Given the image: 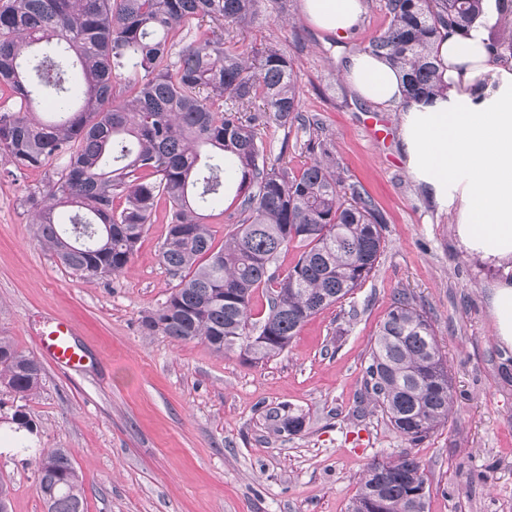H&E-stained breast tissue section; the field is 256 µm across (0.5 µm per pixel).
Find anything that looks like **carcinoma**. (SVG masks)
Instances as JSON below:
<instances>
[{
    "label": "carcinoma",
    "instance_id": "carcinoma-1",
    "mask_svg": "<svg viewBox=\"0 0 512 512\" xmlns=\"http://www.w3.org/2000/svg\"><path fill=\"white\" fill-rule=\"evenodd\" d=\"M260 0H0V160L13 175L41 172L44 189L20 205L38 242L86 281L123 271L160 203L169 227L160 246L179 278L143 320L150 334L201 341L253 360L286 349L313 316L362 287L383 251L384 219L366 190L345 184L336 159L298 171L267 162L256 123L300 120L290 59L267 47L246 55L224 40V23L256 17ZM488 33L496 58L512 50V0ZM387 29L359 51L399 69L413 97L448 89L435 44L467 32L482 0H388ZM201 36L175 40L192 28ZM257 108L248 117L244 113ZM238 181L237 227L217 246L204 222L224 184ZM297 244L284 275L278 254ZM266 291L260 324L255 291ZM41 363L0 336V387L26 399ZM364 389L393 429L420 442L448 422L454 396L430 318L398 294L379 325ZM298 434L305 418L270 417ZM47 512H84L83 478L66 448L37 461ZM420 461H375L350 512H427Z\"/></svg>",
    "mask_w": 512,
    "mask_h": 512
}]
</instances>
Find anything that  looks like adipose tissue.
I'll list each match as a JSON object with an SVG mask.
<instances>
[{"label":"adipose tissue","instance_id":"ef3b65f1","mask_svg":"<svg viewBox=\"0 0 512 512\" xmlns=\"http://www.w3.org/2000/svg\"><path fill=\"white\" fill-rule=\"evenodd\" d=\"M308 22L347 38L364 13L363 0H302ZM502 17L498 0H484L468 35L436 43L446 95L407 97L400 74L383 59L351 57L344 76L374 104L399 108L411 178L438 203L456 211L454 235L470 256L503 273L493 285L499 340L512 346V61L493 60L489 28Z\"/></svg>","mask_w":512,"mask_h":512}]
</instances>
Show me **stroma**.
Masks as SVG:
<instances>
[{
  "label": "stroma",
  "mask_w": 512,
  "mask_h": 512,
  "mask_svg": "<svg viewBox=\"0 0 512 512\" xmlns=\"http://www.w3.org/2000/svg\"><path fill=\"white\" fill-rule=\"evenodd\" d=\"M386 4L366 0L359 31L342 40L314 29L300 0H261L253 23L224 31L241 50L274 46L292 61L304 120L261 125L270 163L300 169L323 143L385 220L384 250L363 287L267 360L143 330L179 283L160 258L167 207L123 272L87 282L41 247L19 204L42 174L15 177L0 163V336L39 355V333L61 319L85 354L73 369L42 357L41 386L27 400L0 388V436L16 446L0 453L10 512H46L41 448L72 452L85 512H348L372 461L404 454L424 469L429 512H512V348L498 340L491 309L500 271L459 247L453 212L410 177L399 112L341 77L384 32ZM399 292L430 316L454 391L447 424L415 444L362 396L370 348ZM20 405L34 422L25 438L11 423ZM285 408L304 416L301 433L272 431L270 413Z\"/></svg>",
  "instance_id": "1"
}]
</instances>
